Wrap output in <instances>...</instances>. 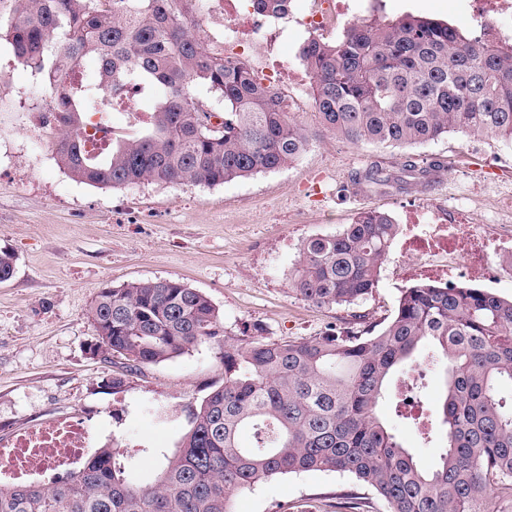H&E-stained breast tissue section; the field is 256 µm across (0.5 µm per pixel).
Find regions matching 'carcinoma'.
Listing matches in <instances>:
<instances>
[{"label": "carcinoma", "mask_w": 512, "mask_h": 512, "mask_svg": "<svg viewBox=\"0 0 512 512\" xmlns=\"http://www.w3.org/2000/svg\"><path fill=\"white\" fill-rule=\"evenodd\" d=\"M0 24L15 58L44 76L55 160L98 188L145 182L219 185L297 161L310 134L281 94L255 85L243 62L213 55L197 35V0H14ZM289 0H252L257 13H286ZM300 58L323 129L354 145L401 148L450 133L512 143V45L484 43L448 22L413 14L357 21L333 43L311 38ZM96 80L60 78L85 57ZM136 79L152 88L139 133L114 137L97 157L84 130ZM205 86L224 99L195 107ZM398 227L381 211L358 213L331 236L303 246L293 289L317 306H353L378 286ZM89 317L123 366L224 346V383L188 411L190 429L159 472L137 485L117 441L52 484L0 485V512H231L232 499L276 475L330 471L374 488L387 512H487L493 489L512 483V300L480 288L414 283L399 289L391 319L313 339H221L218 311L179 280L105 287ZM432 358L451 365L440 406L443 451L421 466L378 416L391 376ZM249 429L254 445L243 448Z\"/></svg>", "instance_id": "cac0c4a2"}]
</instances>
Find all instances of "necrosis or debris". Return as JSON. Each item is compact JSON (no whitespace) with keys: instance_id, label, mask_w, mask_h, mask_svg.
Instances as JSON below:
<instances>
[{"instance_id":"1","label":"necrosis or debris","mask_w":512,"mask_h":512,"mask_svg":"<svg viewBox=\"0 0 512 512\" xmlns=\"http://www.w3.org/2000/svg\"><path fill=\"white\" fill-rule=\"evenodd\" d=\"M466 24L478 38L512 42V0H464ZM236 21L225 24V14ZM202 36L225 60L240 61L256 55L261 65L255 72L261 85L298 86L293 71L278 59L280 28L292 25L312 37L329 38L338 23L354 16L350 0H313L303 13L259 15L247 0H199L195 13ZM467 204L488 207V224L465 223V207H449L447 215L425 208L406 212L398 226L395 248L409 256L408 264L389 270L388 276L403 287L416 280L444 286L465 279L492 285L494 279L512 276V187L475 181ZM96 442L82 419L68 414L39 418L21 430L0 436V483L38 482L75 472Z\"/></svg>"}]
</instances>
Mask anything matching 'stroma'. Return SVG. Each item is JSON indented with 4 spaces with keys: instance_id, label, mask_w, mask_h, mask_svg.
<instances>
[{
    "instance_id": "stroma-1",
    "label": "stroma",
    "mask_w": 512,
    "mask_h": 512,
    "mask_svg": "<svg viewBox=\"0 0 512 512\" xmlns=\"http://www.w3.org/2000/svg\"><path fill=\"white\" fill-rule=\"evenodd\" d=\"M405 13L461 24L457 0H378L358 19L379 22ZM41 75L0 44V251L15 257L0 283V433L40 416L84 419L97 439L116 438L134 478L155 474L162 453L175 451L188 429L187 409L224 381L222 347L203 342L187 354L141 366L121 389L108 387L112 364L92 357L96 335L89 308L99 290L136 280H180L205 294L226 336L251 341L307 339L348 327L354 315L382 324L398 289L380 280L359 305L319 307L292 285L310 238L342 230L361 211L402 215L411 206L447 209L479 169L506 167L512 143L473 147L456 133L405 148L355 146L324 132L310 95L290 116L312 137L301 158L276 171L218 186L149 182L97 188L73 180L55 161L53 126L38 127L35 99L47 98ZM382 167L383 188L363 174ZM166 407L167 420L146 412ZM407 408L389 396L378 413L424 466L442 451L422 442ZM387 512L372 488L353 478L310 471L279 475L240 492L232 512Z\"/></svg>"
}]
</instances>
